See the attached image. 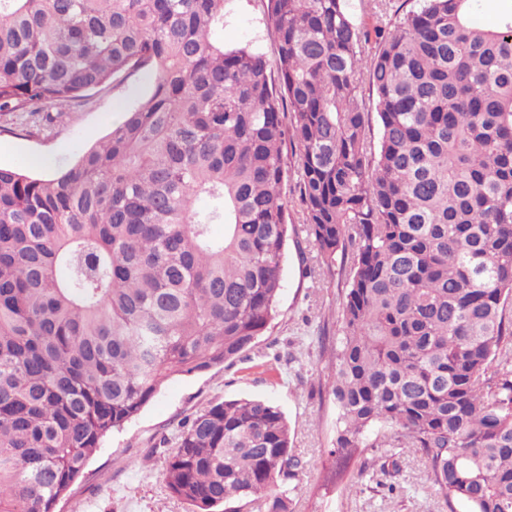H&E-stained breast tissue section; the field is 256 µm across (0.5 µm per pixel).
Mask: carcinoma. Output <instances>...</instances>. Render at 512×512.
I'll list each match as a JSON object with an SVG mask.
<instances>
[{"label":"carcinoma","instance_id":"1","mask_svg":"<svg viewBox=\"0 0 512 512\" xmlns=\"http://www.w3.org/2000/svg\"><path fill=\"white\" fill-rule=\"evenodd\" d=\"M226 2L0 0V116L50 125L153 77L73 165L0 167V512H55L168 378L253 349L288 146L309 244L352 261L335 454L415 448L438 495L512 512V0L491 28L485 0H417L368 58L346 0H267L275 77L224 47ZM297 466L283 412L240 398L183 424L163 476L192 512H289Z\"/></svg>","mask_w":512,"mask_h":512}]
</instances>
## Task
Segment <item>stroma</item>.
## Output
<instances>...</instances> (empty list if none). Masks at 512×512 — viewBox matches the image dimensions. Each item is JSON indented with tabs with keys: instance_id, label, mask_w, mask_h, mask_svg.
Segmentation results:
<instances>
[{
	"instance_id": "stroma-1",
	"label": "stroma",
	"mask_w": 512,
	"mask_h": 512,
	"mask_svg": "<svg viewBox=\"0 0 512 512\" xmlns=\"http://www.w3.org/2000/svg\"><path fill=\"white\" fill-rule=\"evenodd\" d=\"M224 45L250 47L274 63L276 50L266 22L265 0H229ZM151 90L135 74L94 92L88 104L51 130L32 136L0 132V165L49 174L69 166L80 149L99 140L123 112ZM297 175L282 186L288 202L289 234L277 315L254 349L224 365L176 375L122 429L107 436L55 512H190L172 497L163 461L174 448L179 423L209 404L252 397L274 402L292 426L293 452L300 462L286 487L290 512H468L430 488L424 458L413 448L396 449L393 472L353 459L337 472L336 408L325 381L346 288L348 261L326 267L300 261L305 211Z\"/></svg>"
}]
</instances>
